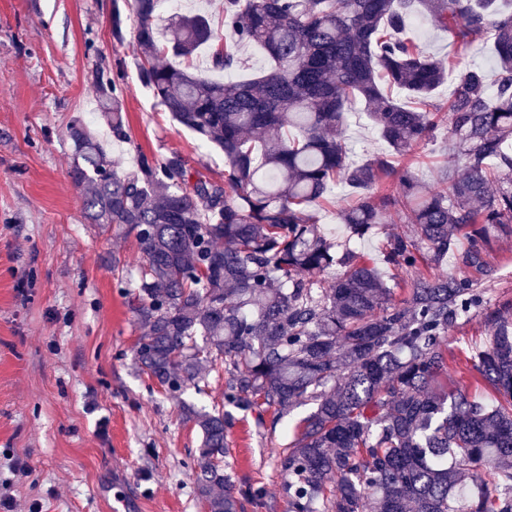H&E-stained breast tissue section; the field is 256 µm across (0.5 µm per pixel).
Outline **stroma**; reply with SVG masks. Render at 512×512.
<instances>
[{"label": "stroma", "mask_w": 512, "mask_h": 512, "mask_svg": "<svg viewBox=\"0 0 512 512\" xmlns=\"http://www.w3.org/2000/svg\"><path fill=\"white\" fill-rule=\"evenodd\" d=\"M111 13L112 0H0V499H12L13 512H207L197 494L201 433L186 413L191 406L227 415L222 466L244 512H288L278 456L314 402L282 416L228 402L224 365L180 393L160 385L134 355L145 328L127 284L139 243L83 216L84 190L69 176L77 119L124 170L135 168L138 153L176 152L191 170L224 178L223 152L142 85L134 56L112 39ZM410 34L425 52L495 79L489 44L458 46L419 16ZM118 63L131 137L123 145L113 144L87 82L97 65ZM347 135L353 164L389 151L360 104L348 114ZM451 151L445 125L417 149L413 171L427 189L437 188ZM327 196L313 214L338 249L378 258L391 233L413 231L393 212L365 238L351 237L337 217L351 189L339 183ZM486 259L482 307L448 333V384L466 381L477 400L490 402L492 389L459 368L486 340L484 308L512 302V224L492 231ZM21 460L27 472L16 470Z\"/></svg>", "instance_id": "stroma-1"}]
</instances>
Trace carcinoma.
<instances>
[{"label": "carcinoma", "mask_w": 512, "mask_h": 512, "mask_svg": "<svg viewBox=\"0 0 512 512\" xmlns=\"http://www.w3.org/2000/svg\"><path fill=\"white\" fill-rule=\"evenodd\" d=\"M162 0H112V38L128 22L140 81L175 120L224 152V181L192 174L185 159L138 153L120 169L82 122L72 127L84 217L135 234L143 252L135 312L146 334L141 367L179 393L204 366H232L227 398L287 413L316 410L279 457L288 512H512V303L484 313L488 344L468 359L497 401L448 390V331L481 306L478 280L430 274L394 297L378 266L342 254L312 207L338 181L356 202L339 213L362 238L399 209L414 236H390L384 262L438 265L465 232V269L486 272L489 229L512 224V9L498 0H221V12L174 14ZM417 11L452 41L491 42L497 76L461 74L448 99L454 153L442 187L423 189L406 166L438 126L429 100L457 61L402 36ZM258 46L268 70L212 80L195 71L240 67ZM124 70L100 67L92 85L112 138L129 143ZM364 103L390 154L348 164L351 104ZM399 177V196L369 189ZM340 269L336 281L322 276ZM203 345H198L197 337ZM203 436L197 492L207 512H239L224 457V413H196Z\"/></svg>", "instance_id": "1"}]
</instances>
